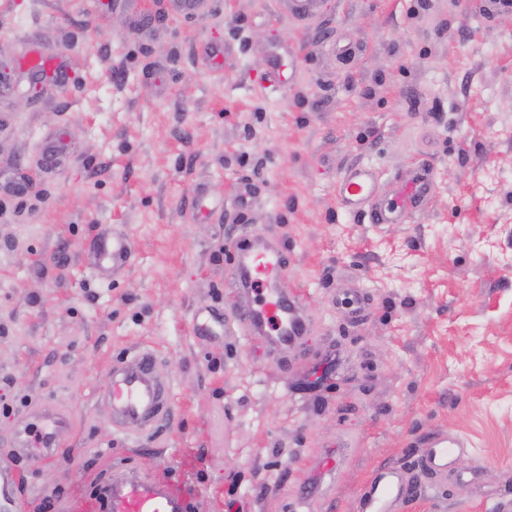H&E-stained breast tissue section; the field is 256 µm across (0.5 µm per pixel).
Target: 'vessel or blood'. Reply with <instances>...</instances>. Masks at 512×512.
<instances>
[{"label": "vessel or blood", "mask_w": 512, "mask_h": 512, "mask_svg": "<svg viewBox=\"0 0 512 512\" xmlns=\"http://www.w3.org/2000/svg\"><path fill=\"white\" fill-rule=\"evenodd\" d=\"M429 189L430 171L421 165L395 185L393 198L385 202L378 172L368 165H354L337 182L336 195L349 213L369 216L371 223L402 224L421 209ZM131 253L126 234H101L94 244L99 276L125 268ZM285 266L284 249L274 238L243 237L235 244L233 286L243 304L240 323L274 350L297 344L305 332L297 300L283 296L277 287ZM169 389L154 350L129 353L113 365L104 392L113 427L131 438L153 432L169 412ZM29 415L38 422V432L33 435L19 429L9 442L13 462L0 465V512L17 509L15 460L33 448L54 456L71 431L68 417L57 407L36 403ZM467 446L462 437L441 434L414 465L378 470L361 490L356 512H399L417 492L439 488L442 476L456 472ZM103 495L107 512H189L186 499L177 495L169 482L122 465L113 466Z\"/></svg>", "instance_id": "vessel-or-blood-1"}]
</instances>
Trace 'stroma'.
Returning <instances> with one entry per match:
<instances>
[{"label": "stroma", "instance_id": "stroma-1", "mask_svg": "<svg viewBox=\"0 0 512 512\" xmlns=\"http://www.w3.org/2000/svg\"><path fill=\"white\" fill-rule=\"evenodd\" d=\"M480 3L320 0L299 19L288 0L201 17L172 0H0V449L29 404L72 422L54 459L18 461L19 512H101L116 457L190 512H355L374 471L440 433L482 468L402 512H512V13ZM35 52L65 60V80L20 69ZM355 164L388 190L428 165L421 211L348 214L336 182ZM105 228L133 248L108 283L91 274ZM245 236L286 250L308 324L288 351L238 321ZM209 309L223 335L195 334ZM141 347L170 413L131 441L101 394Z\"/></svg>", "mask_w": 512, "mask_h": 512}]
</instances>
